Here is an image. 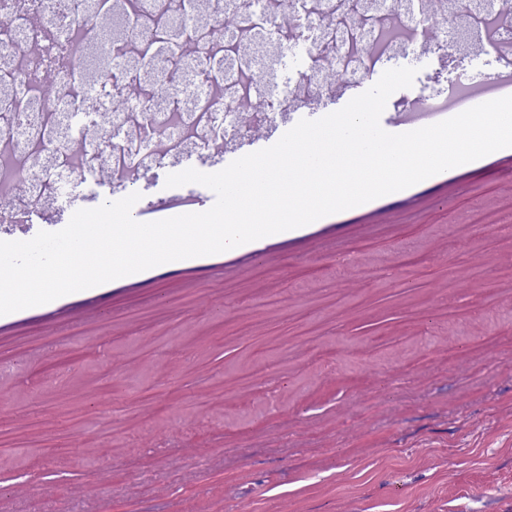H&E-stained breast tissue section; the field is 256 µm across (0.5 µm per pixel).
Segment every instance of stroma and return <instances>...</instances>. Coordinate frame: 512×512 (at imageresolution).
I'll return each mask as SVG.
<instances>
[{
  "label": "stroma",
  "mask_w": 512,
  "mask_h": 512,
  "mask_svg": "<svg viewBox=\"0 0 512 512\" xmlns=\"http://www.w3.org/2000/svg\"><path fill=\"white\" fill-rule=\"evenodd\" d=\"M335 2L328 25L320 0H291L297 23L280 30L237 0L269 58L248 89L225 72L226 100L272 103L270 142L290 113L339 110L414 56L385 115L512 73V19L488 46L487 0L464 18L426 0ZM382 28L396 39L351 53ZM216 39L200 30L193 78L166 61L168 103L210 93ZM139 119L63 116L97 134L83 168H47L38 229L134 192L145 222L206 211L213 192L167 175L258 149L219 120L161 153L156 127L133 137ZM127 146L133 176L102 178L98 153ZM1 365L0 512H512V150L286 236L0 317Z\"/></svg>",
  "instance_id": "35a3bbf8"
}]
</instances>
